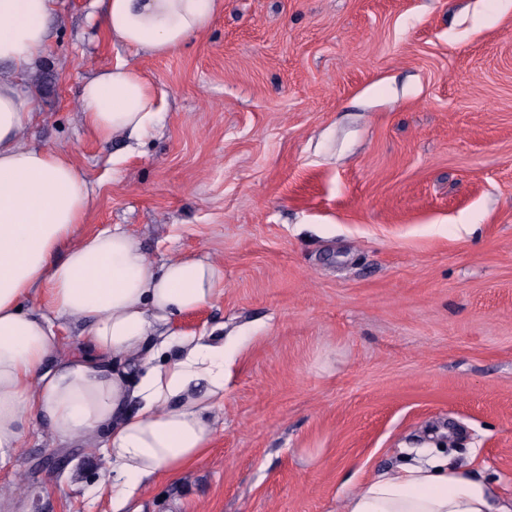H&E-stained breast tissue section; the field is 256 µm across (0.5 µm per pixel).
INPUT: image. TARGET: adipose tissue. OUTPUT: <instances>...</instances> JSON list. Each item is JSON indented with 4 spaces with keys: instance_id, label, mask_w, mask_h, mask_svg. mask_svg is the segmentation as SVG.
Listing matches in <instances>:
<instances>
[{
    "instance_id": "ef3b65f1",
    "label": "adipose tissue",
    "mask_w": 512,
    "mask_h": 512,
    "mask_svg": "<svg viewBox=\"0 0 512 512\" xmlns=\"http://www.w3.org/2000/svg\"><path fill=\"white\" fill-rule=\"evenodd\" d=\"M224 0H108L113 40L151 56L202 33ZM55 0H0V465L31 419L52 436L101 449L112 495L132 497L159 474H176L208 449L224 401L220 328L195 333L175 319L211 305L224 273L177 255L154 267L137 239L115 227L83 237L90 188L62 152L27 146L34 101L20 85L48 40ZM82 124L100 142H140L161 115L140 70L118 62L83 86ZM38 298L44 310L22 311ZM87 324L90 349L63 353L58 329ZM140 370L131 379L127 366ZM345 512H512L492 482L439 458L418 459L364 481Z\"/></svg>"
}]
</instances>
